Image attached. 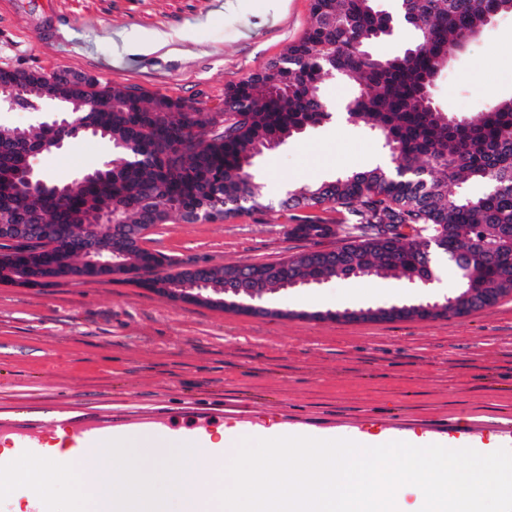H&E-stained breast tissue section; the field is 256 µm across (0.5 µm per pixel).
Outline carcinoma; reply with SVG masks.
I'll use <instances>...</instances> for the list:
<instances>
[{
    "label": "carcinoma",
    "mask_w": 512,
    "mask_h": 512,
    "mask_svg": "<svg viewBox=\"0 0 512 512\" xmlns=\"http://www.w3.org/2000/svg\"><path fill=\"white\" fill-rule=\"evenodd\" d=\"M490 14H512V0H314L311 22L280 54L281 68L268 67L224 90V136L205 138L204 121L182 112L181 99L158 92L129 97L112 87V107L94 103L77 118L112 137L110 167L91 171L94 186H31L13 180L23 153L40 149L59 131L33 126L18 150L0 141V221L10 223L40 209L56 246L24 254L21 244H0V277L17 284L36 275L83 273L76 239L99 235V218L154 227L158 209L168 221L197 212L223 221L269 208L257 181L256 159L307 127L332 119L321 84L339 77L358 86L352 117L383 142L395 167H375L304 184L288 192L285 209L332 204L352 224L332 226L314 216L299 220L311 237L344 234L336 263L320 259L279 265L282 278L303 283L383 275L425 287L427 260L421 241H434L442 255L467 263L456 296L471 288L489 291L490 304L512 295V98L494 100L476 121L439 111L431 85L448 58L484 27ZM406 28L412 41L397 55L369 46ZM484 186L472 194L467 185ZM409 229V233L401 229ZM142 238L123 243V274H134L150 257ZM232 265L182 269L142 282L152 289L204 281L208 294L224 298ZM251 287L263 298L277 281L254 269Z\"/></svg>",
    "instance_id": "carcinoma-1"
}]
</instances>
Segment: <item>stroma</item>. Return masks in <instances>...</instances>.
<instances>
[{
  "instance_id": "35a3bbf8",
  "label": "stroma",
  "mask_w": 512,
  "mask_h": 512,
  "mask_svg": "<svg viewBox=\"0 0 512 512\" xmlns=\"http://www.w3.org/2000/svg\"><path fill=\"white\" fill-rule=\"evenodd\" d=\"M310 14L311 0H0V65L68 67L217 100L297 41ZM431 95L442 111L470 119L512 97V14L454 56ZM109 154L87 135L34 165L67 184ZM390 164L363 125L332 120L258 158L272 210L210 223L176 216L147 230L143 245L184 267L277 263L306 245L279 208L289 188ZM411 292L391 277L350 278L268 294L269 313L257 316L175 301L125 276L0 282V417L23 404L122 415L208 403L246 432L512 449V296L447 320L330 318Z\"/></svg>"
}]
</instances>
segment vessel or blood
Returning <instances> with one entry per match:
<instances>
[{"label":"vessel or blood","mask_w":512,"mask_h":512,"mask_svg":"<svg viewBox=\"0 0 512 512\" xmlns=\"http://www.w3.org/2000/svg\"><path fill=\"white\" fill-rule=\"evenodd\" d=\"M223 421L222 411L208 407H197L184 414L66 413L40 418L22 406L16 408L12 418L0 421V443L10 450L9 456H0V486L14 485L18 463H50L55 455L51 435L58 429L65 433L63 448L67 462L86 475L104 442L126 438L134 429L158 431L177 442L194 445L206 458L223 457V449L212 444L214 430Z\"/></svg>","instance_id":"obj_1"}]
</instances>
